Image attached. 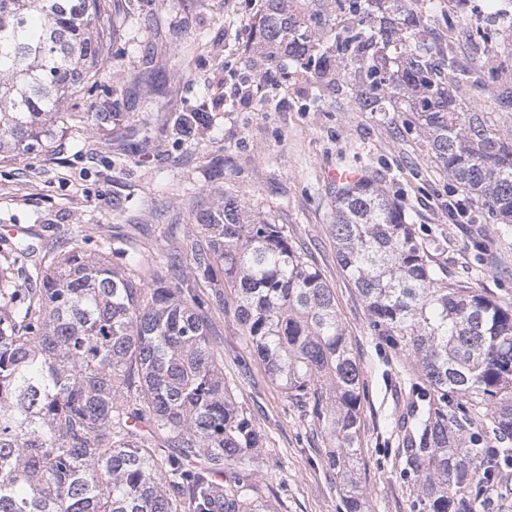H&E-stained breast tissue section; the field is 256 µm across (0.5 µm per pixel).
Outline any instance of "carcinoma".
I'll return each instance as SVG.
<instances>
[{
	"instance_id": "1",
	"label": "carcinoma",
	"mask_w": 512,
	"mask_h": 512,
	"mask_svg": "<svg viewBox=\"0 0 512 512\" xmlns=\"http://www.w3.org/2000/svg\"><path fill=\"white\" fill-rule=\"evenodd\" d=\"M512 25L498 0L468 10ZM110 0H0V158L40 153L97 85ZM431 0H261L243 54L359 105L416 114L456 187L512 224V133L469 112L468 62L430 24ZM346 24L336 23V16ZM208 121L181 112L175 133ZM175 236L171 277L105 252H0V512H275L265 435L237 406L207 311L233 313L288 398L308 403L346 512H365L360 370L332 291L283 227L222 196ZM337 258L372 335L409 363L401 475L410 512H481L512 465V304L442 277L410 214L370 178L336 187ZM189 256L183 264L182 255Z\"/></svg>"
}]
</instances>
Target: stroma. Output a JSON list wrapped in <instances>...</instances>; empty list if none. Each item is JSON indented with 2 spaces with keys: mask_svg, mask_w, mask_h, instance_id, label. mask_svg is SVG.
<instances>
[{
  "mask_svg": "<svg viewBox=\"0 0 512 512\" xmlns=\"http://www.w3.org/2000/svg\"><path fill=\"white\" fill-rule=\"evenodd\" d=\"M432 24L474 70L465 103L512 131V29L482 21L449 28L448 0ZM258 0H116L112 53L96 88L64 105L79 127H59L49 151L0 160V251L19 241L89 252L121 249L146 261L167 246L170 225L192 228L213 194L274 216L336 299L361 369L360 474L367 512H409L414 486L399 477L397 450L408 404L405 362L372 336L357 289L336 259L330 232L333 171L380 182L433 241L448 282L512 303V224L481 215L459 223L455 187L434 163L414 113L362 111L354 95L317 94L302 79L263 83L236 96L240 62ZM112 112L103 122L99 113ZM205 112L193 138L175 134L176 115ZM212 342L238 406L267 436L277 512H344L326 470L327 441L306 408L288 399L244 341L231 314H208Z\"/></svg>",
  "mask_w": 512,
  "mask_h": 512,
  "instance_id": "obj_1",
  "label": "stroma"
}]
</instances>
